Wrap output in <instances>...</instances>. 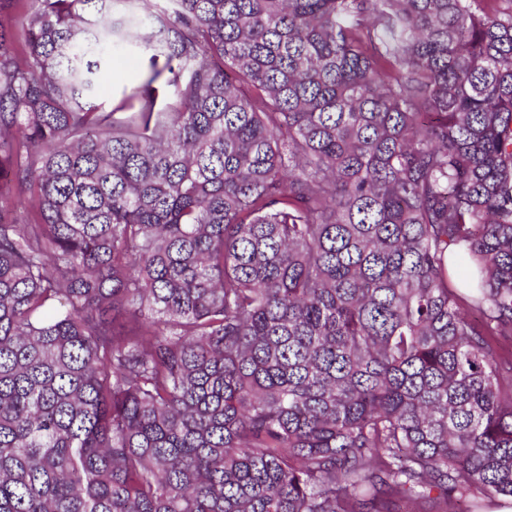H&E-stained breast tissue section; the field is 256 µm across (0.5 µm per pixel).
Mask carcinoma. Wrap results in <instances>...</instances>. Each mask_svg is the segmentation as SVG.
I'll return each instance as SVG.
<instances>
[{"label": "carcinoma", "mask_w": 512, "mask_h": 512, "mask_svg": "<svg viewBox=\"0 0 512 512\" xmlns=\"http://www.w3.org/2000/svg\"><path fill=\"white\" fill-rule=\"evenodd\" d=\"M2 14L0 512L512 497V0ZM149 56L145 54L115 53L110 66L112 78L101 85L96 93V102L109 110L125 88H129L149 68Z\"/></svg>", "instance_id": "carcinoma-1"}]
</instances>
